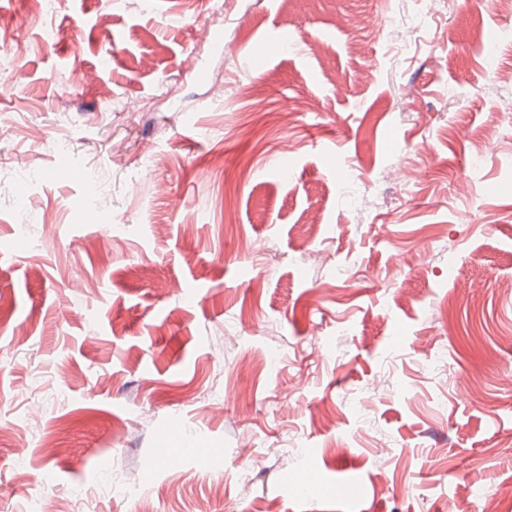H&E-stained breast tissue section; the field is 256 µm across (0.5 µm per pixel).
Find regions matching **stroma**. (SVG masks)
<instances>
[{
	"mask_svg": "<svg viewBox=\"0 0 512 512\" xmlns=\"http://www.w3.org/2000/svg\"><path fill=\"white\" fill-rule=\"evenodd\" d=\"M0 11V512H512V11ZM181 436V426L177 422H172L162 438V448H159L160 460L166 464H174L188 455H199L203 448H197L193 444L183 439Z\"/></svg>",
	"mask_w": 512,
	"mask_h": 512,
	"instance_id": "1",
	"label": "stroma"
}]
</instances>
